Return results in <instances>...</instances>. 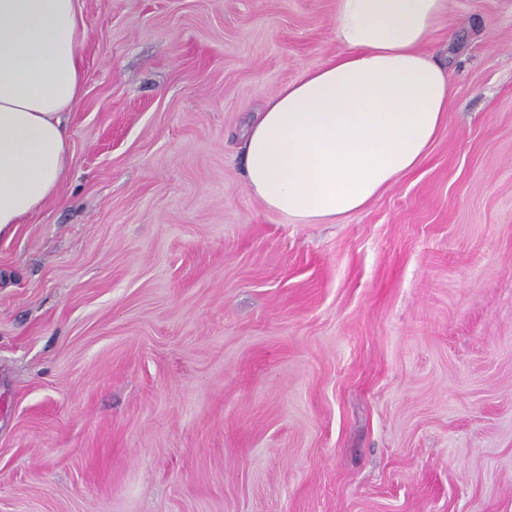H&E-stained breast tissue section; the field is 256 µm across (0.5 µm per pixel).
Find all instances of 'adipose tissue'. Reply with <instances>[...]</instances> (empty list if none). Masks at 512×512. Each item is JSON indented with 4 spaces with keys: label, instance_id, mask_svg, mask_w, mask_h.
I'll return each mask as SVG.
<instances>
[{
    "label": "adipose tissue",
    "instance_id": "1",
    "mask_svg": "<svg viewBox=\"0 0 512 512\" xmlns=\"http://www.w3.org/2000/svg\"><path fill=\"white\" fill-rule=\"evenodd\" d=\"M448 0H336V57L265 103L243 138L245 185L293 224H332L411 171L452 82L425 53ZM80 0H0V235L54 197L64 114L82 92Z\"/></svg>",
    "mask_w": 512,
    "mask_h": 512
}]
</instances>
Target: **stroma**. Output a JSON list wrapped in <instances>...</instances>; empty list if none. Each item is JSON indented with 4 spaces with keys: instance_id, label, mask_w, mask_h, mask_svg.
<instances>
[{
    "instance_id": "1",
    "label": "stroma",
    "mask_w": 512,
    "mask_h": 512,
    "mask_svg": "<svg viewBox=\"0 0 512 512\" xmlns=\"http://www.w3.org/2000/svg\"><path fill=\"white\" fill-rule=\"evenodd\" d=\"M59 195L0 236V512H512V0H449L448 119L333 224L246 189L336 0H82Z\"/></svg>"
}]
</instances>
